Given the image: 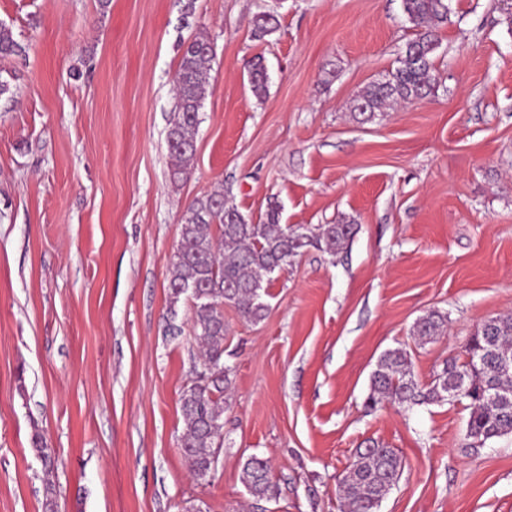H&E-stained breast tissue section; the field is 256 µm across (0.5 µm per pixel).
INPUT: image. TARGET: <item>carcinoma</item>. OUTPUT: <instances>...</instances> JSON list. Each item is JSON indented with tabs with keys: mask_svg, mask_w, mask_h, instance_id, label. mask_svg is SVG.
Masks as SVG:
<instances>
[{
	"mask_svg": "<svg viewBox=\"0 0 512 512\" xmlns=\"http://www.w3.org/2000/svg\"><path fill=\"white\" fill-rule=\"evenodd\" d=\"M409 22L416 28L399 66L381 81L367 86L355 99L354 113L372 120L386 106L419 98L433 89L434 29L448 21L446 0H402ZM24 52L11 29L0 25V56ZM213 48L208 37L197 34L184 48L174 76L176 109L167 132V147L175 160L172 179L185 173L193 157L199 110L209 86ZM356 232L355 224L341 219L316 232L303 233L280 224V211L270 207L264 221L251 224L224 194L196 198L181 219L179 240L169 268L168 332L179 336L177 305L191 302L193 334L203 354L205 376L192 378L180 397L183 423L182 451L197 478L208 476L215 454L224 444L222 398L230 390L231 367L224 364V306L237 309L253 324L269 311L264 300L269 275L287 266L308 246L332 255L343 251ZM448 315L432 311L413 325L412 335L431 341L447 334ZM464 362L450 358L427 383L415 376L408 353L402 348L385 351L370 375L368 403L410 406L444 402L462 390L471 409L464 447L477 448L512 435V317H490L466 345ZM403 471V460L392 448L376 442L358 449L342 479L348 512H376L374 501L387 495ZM242 483L255 501H270L279 489L268 461L252 455L242 463Z\"/></svg>",
	"mask_w": 512,
	"mask_h": 512,
	"instance_id": "carcinoma-1",
	"label": "carcinoma"
}]
</instances>
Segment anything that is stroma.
I'll return each mask as SVG.
<instances>
[{
	"label": "stroma",
	"instance_id": "obj_1",
	"mask_svg": "<svg viewBox=\"0 0 512 512\" xmlns=\"http://www.w3.org/2000/svg\"><path fill=\"white\" fill-rule=\"evenodd\" d=\"M449 6L434 91L363 122L354 99L416 35L402 0H0L27 48L0 57V512H44L49 491L58 512H343L371 440L405 463L381 512H512V435L464 447L463 401L367 404L384 351L405 349L426 383L512 316V16ZM260 12L277 20L262 37ZM201 32L215 58L175 182L173 77ZM215 191L253 224L275 204L294 229L358 231L272 274L264 321L225 307L224 446L200 480L181 449L189 302L180 336L165 318L181 217ZM433 310L448 333L419 341ZM252 455L276 500L246 493Z\"/></svg>",
	"mask_w": 512,
	"mask_h": 512
}]
</instances>
